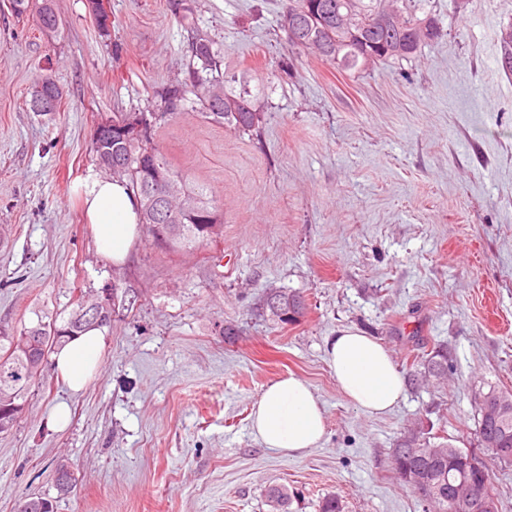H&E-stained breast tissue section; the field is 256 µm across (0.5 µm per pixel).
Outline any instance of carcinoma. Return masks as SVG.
I'll list each match as a JSON object with an SVG mask.
<instances>
[{
  "label": "carcinoma",
  "instance_id": "carcinoma-1",
  "mask_svg": "<svg viewBox=\"0 0 512 512\" xmlns=\"http://www.w3.org/2000/svg\"><path fill=\"white\" fill-rule=\"evenodd\" d=\"M426 0H286L281 22L295 25L300 35L290 39L297 49L312 54L336 68V72L359 73L369 69L364 50L378 54L374 63L396 62L414 55L423 43L437 35V26L428 16L420 18L417 13L425 10ZM36 20L43 31L55 32L60 26L51 0L35 3ZM342 16L350 24L336 23ZM500 63L503 71L512 74V26L504 29L499 37ZM189 63L187 77L164 88L160 97L166 110L174 111L187 102L199 104L205 118L238 132H251L259 125L261 113L257 112L254 97L247 88L235 92L226 87L227 80L221 69L223 60L216 42L206 32L190 28ZM96 156L112 155L122 160L132 153L146 154L164 166L169 162L153 145L148 136L141 142H127L117 136L99 135L92 138ZM112 178L129 183L140 201V220L152 237H157L160 223L158 208L162 207L165 189L149 185L146 169H127L112 174ZM196 201V208L185 220L187 227L182 235L171 241L173 245L195 246L207 239L205 226L221 223L220 215L205 199L204 189L197 187L188 191ZM279 302L293 313L288 319L271 311V304ZM262 309L283 324L298 321L306 310L304 298L295 292L273 288L262 300ZM92 326L90 322L73 324L67 320L62 325L38 320L37 324L23 328L19 334L0 335V388L7 387L13 405L9 414H4L5 402L0 399V424L15 425L25 409L26 394L32 382L44 376V367L35 366L19 350V344L27 336L42 337L48 353H54L66 339ZM413 370L408 374V384L419 389L433 381L447 378L448 351L441 345L413 355ZM484 401L500 403L505 412L496 417L485 416L484 405L476 406L477 428L481 449L493 460L509 467L512 461L505 455L512 454V391L497 386L489 387ZM473 448H459L446 438L433 442L426 432L422 419H417L396 440L392 451V464L402 482L412 490L425 506V512H459L456 501L448 495V484H467L473 479L460 458L474 453ZM483 498L490 512H497L498 499L494 492L490 474L479 478ZM268 512H291V497L288 487L271 486L266 491Z\"/></svg>",
  "mask_w": 512,
  "mask_h": 512
}]
</instances>
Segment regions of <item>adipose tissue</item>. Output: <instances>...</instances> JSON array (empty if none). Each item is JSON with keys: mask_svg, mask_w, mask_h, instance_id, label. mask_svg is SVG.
Wrapping results in <instances>:
<instances>
[{"mask_svg": "<svg viewBox=\"0 0 512 512\" xmlns=\"http://www.w3.org/2000/svg\"><path fill=\"white\" fill-rule=\"evenodd\" d=\"M100 253L112 264L128 259L140 238V205L124 183L87 175L74 187ZM106 337L93 327L54 355L55 369L74 391L83 389L102 362ZM326 357L345 398L363 413L382 415L401 398L405 379L387 348L355 328L327 342ZM251 429L265 448L295 456L316 447L326 431L324 410L306 380L290 374L271 383L252 409Z\"/></svg>", "mask_w": 512, "mask_h": 512, "instance_id": "ef3b65f1", "label": "adipose tissue"}]
</instances>
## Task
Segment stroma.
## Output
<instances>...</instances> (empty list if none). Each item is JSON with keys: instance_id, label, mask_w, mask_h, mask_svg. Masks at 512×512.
<instances>
[{"instance_id": "1", "label": "stroma", "mask_w": 512, "mask_h": 512, "mask_svg": "<svg viewBox=\"0 0 512 512\" xmlns=\"http://www.w3.org/2000/svg\"><path fill=\"white\" fill-rule=\"evenodd\" d=\"M53 4L61 25L47 34L0 0V329L63 321L84 297L109 301L111 321L85 389L47 367L0 434V512L31 494L56 512H267L272 484L294 491L292 512L330 495L345 512H423L393 470L394 439L421 416L477 447L474 390L512 389V75L497 61L512 0H428L439 39L351 76L289 45L284 0H188L262 124L235 132L191 103L157 123L154 144L223 229L175 250L141 234L122 266L97 252L71 187L99 170L98 122L161 111L190 34L172 0H109L104 32L88 0ZM46 74L63 91L48 114L29 106ZM270 288L301 293L304 316L263 315ZM347 326L403 372L415 347L445 345L447 387L362 414L326 361ZM291 373L322 402L326 433L288 457L255 440L250 414ZM63 457L76 487L62 496Z\"/></svg>"}]
</instances>
